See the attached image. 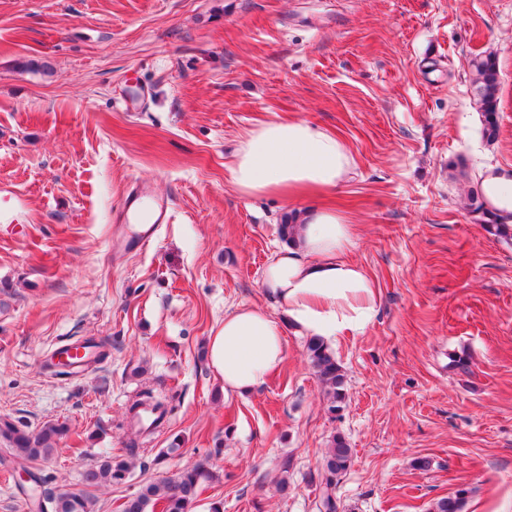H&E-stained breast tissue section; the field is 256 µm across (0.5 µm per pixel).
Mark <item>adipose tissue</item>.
I'll return each instance as SVG.
<instances>
[{
	"label": "adipose tissue",
	"instance_id": "1",
	"mask_svg": "<svg viewBox=\"0 0 512 512\" xmlns=\"http://www.w3.org/2000/svg\"><path fill=\"white\" fill-rule=\"evenodd\" d=\"M356 174L348 143L302 118L257 122L240 140L229 168L241 194L272 195L291 204L292 237L263 270L261 287L280 311L273 318L248 305L225 313L209 338L210 366L225 393L253 391L285 359L284 326L330 343L363 332L379 313V294L366 269L349 259L356 226L331 206L302 209L298 200L334 192ZM487 206L512 218V170L482 175Z\"/></svg>",
	"mask_w": 512,
	"mask_h": 512
}]
</instances>
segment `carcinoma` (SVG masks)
Instances as JSON below:
<instances>
[{
    "instance_id": "1",
    "label": "carcinoma",
    "mask_w": 512,
    "mask_h": 512,
    "mask_svg": "<svg viewBox=\"0 0 512 512\" xmlns=\"http://www.w3.org/2000/svg\"><path fill=\"white\" fill-rule=\"evenodd\" d=\"M475 72L476 104L484 121L483 133L492 142L498 135V73L495 59L488 55L470 60ZM469 212L478 217L484 230L495 237L512 239V230H504L505 222L485 208L480 196H472ZM310 364L325 387L329 412L343 410L347 399L345 375L336 357L324 343L310 339L306 343ZM64 423H47L30 430L8 418H0V441L5 445L0 460L12 466L25 467L36 462L50 460L58 451L59 441L66 436ZM138 448L131 446L124 456L107 455L96 465L81 474L80 487L62 485L41 493L37 502H29L28 508L37 512H96L97 498L94 490L102 486L120 484L132 473ZM353 461V450L340 435L332 437L323 459L324 480L319 485L318 512H338L336 478L345 473ZM216 478V472L206 463L186 467L175 474L157 481H147L122 504V512H191L201 483ZM468 490L458 489L454 494L434 502L433 512H463Z\"/></svg>"
}]
</instances>
